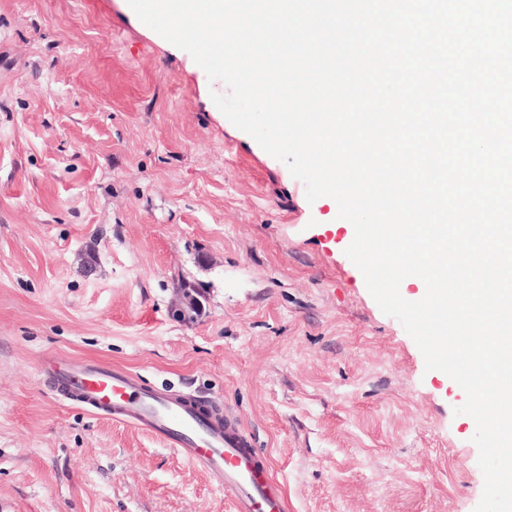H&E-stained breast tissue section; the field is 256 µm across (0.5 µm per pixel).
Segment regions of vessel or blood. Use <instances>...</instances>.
<instances>
[{
  "label": "vessel or blood",
  "mask_w": 512,
  "mask_h": 512,
  "mask_svg": "<svg viewBox=\"0 0 512 512\" xmlns=\"http://www.w3.org/2000/svg\"><path fill=\"white\" fill-rule=\"evenodd\" d=\"M57 394L148 431L175 448L232 499L233 512H288V499L238 421L203 418L187 397L146 388L127 368L70 359L46 361Z\"/></svg>",
  "instance_id": "b4317fda"
}]
</instances>
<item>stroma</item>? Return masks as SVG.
<instances>
[{
    "mask_svg": "<svg viewBox=\"0 0 512 512\" xmlns=\"http://www.w3.org/2000/svg\"><path fill=\"white\" fill-rule=\"evenodd\" d=\"M228 92L127 0H0V512H232L160 438L54 396L52 354L232 415L289 512H475L464 391ZM182 281L204 305L187 323ZM183 288H190L194 291L193 287L187 283L182 282L176 289V297L172 305V313L178 319H187L190 315L197 314L202 306V303L197 295L186 294Z\"/></svg>",
    "mask_w": 512,
    "mask_h": 512,
    "instance_id": "stroma-1",
    "label": "stroma"
}]
</instances>
